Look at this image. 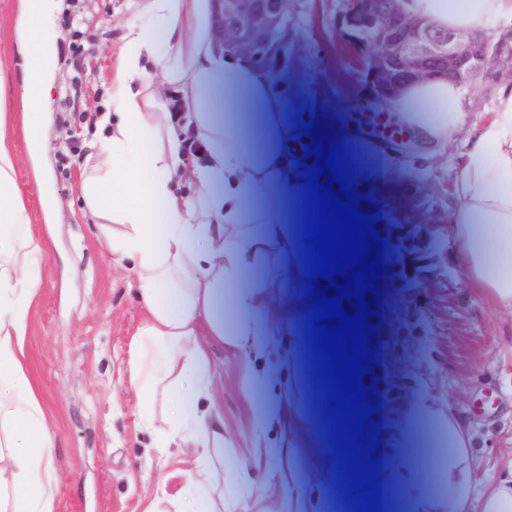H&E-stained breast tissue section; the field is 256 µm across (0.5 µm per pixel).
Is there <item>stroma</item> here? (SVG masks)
<instances>
[{
  "mask_svg": "<svg viewBox=\"0 0 512 512\" xmlns=\"http://www.w3.org/2000/svg\"><path fill=\"white\" fill-rule=\"evenodd\" d=\"M19 0H0V57L8 61L9 107L17 125L14 178L31 218L12 224L18 252L39 243L34 294L22 299L27 374L54 435L49 450L54 512H143L186 484L183 452L165 447L163 401L140 410L128 360L145 310L136 273L117 266L106 239L81 215L80 185L99 133L94 117L109 99V76L130 18L128 0H62L57 71L46 112L26 111L23 54L14 38ZM343 0H293L287 59L277 76L286 121L315 122L316 134L349 127L377 111L339 26ZM81 43L73 58L69 45ZM41 126V164H33L23 124ZM461 145L416 134L371 141L365 157L387 264L375 318L383 512H408L397 469L433 496H447L439 469L448 457V418L468 428L479 482L512 465V314L493 307L456 262L450 222L453 173ZM57 202L43 221L46 197ZM237 289H224V342L212 354L224 384L201 409L224 421V512H345L328 448L288 435V418L322 435L307 365L301 286L281 288L250 314L252 333L235 335ZM261 420H254V413Z\"/></svg>",
  "mask_w": 512,
  "mask_h": 512,
  "instance_id": "1",
  "label": "stroma"
}]
</instances>
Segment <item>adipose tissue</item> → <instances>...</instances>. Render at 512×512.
I'll use <instances>...</instances> for the list:
<instances>
[{
	"label": "adipose tissue",
	"instance_id": "adipose-tissue-1",
	"mask_svg": "<svg viewBox=\"0 0 512 512\" xmlns=\"http://www.w3.org/2000/svg\"><path fill=\"white\" fill-rule=\"evenodd\" d=\"M130 7L135 19L112 70V110L99 119L102 135L88 158L82 209L100 229H111L113 254L132 261L137 274L146 318L130 349L131 381L148 397L168 399L166 437L192 455L186 491L171 501L172 512H222L212 488L221 479L214 454L224 434L218 418L197 412L194 402L221 382L211 366L212 344L224 341L219 287L238 283L243 271L280 251L288 255L289 279L302 282L297 216L258 234L249 226L261 204L258 189L294 201L303 178L288 150L293 131L283 118L280 83L215 48L212 0H131ZM402 8L463 34L480 27L496 39L512 30V0H402ZM59 9L60 0H21L15 33L31 112L46 108ZM140 15L154 18V26L138 25ZM163 83L176 88V100L161 95ZM175 104L185 123L172 121ZM390 106L433 144L462 140L452 223L458 260L475 288L512 312V86L498 87L489 110L477 112L463 84L432 77L405 87ZM6 127L0 91V224H25ZM191 134L206 144L203 162L188 160ZM181 178L192 194L177 190ZM0 257L10 260L0 270V398L19 401L0 438V512H53L44 455L53 435L21 360L26 312L8 302L18 290L33 294L37 253H18L14 238L0 233ZM148 342L163 358L152 380L141 359ZM448 437V498H430L407 483L415 512H512V467L479 484L467 431L452 419Z\"/></svg>",
	"mask_w": 512,
	"mask_h": 512
}]
</instances>
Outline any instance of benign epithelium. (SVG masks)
<instances>
[{
	"mask_svg": "<svg viewBox=\"0 0 512 512\" xmlns=\"http://www.w3.org/2000/svg\"><path fill=\"white\" fill-rule=\"evenodd\" d=\"M217 48L249 55L265 49L260 68L281 59L290 0H216ZM342 28L368 74L373 95L384 101L418 79L452 81L512 76V35L496 43L476 33L442 31L424 18L408 17L401 0H344Z\"/></svg>",
	"mask_w": 512,
	"mask_h": 512,
	"instance_id": "1",
	"label": "benign epithelium"
}]
</instances>
